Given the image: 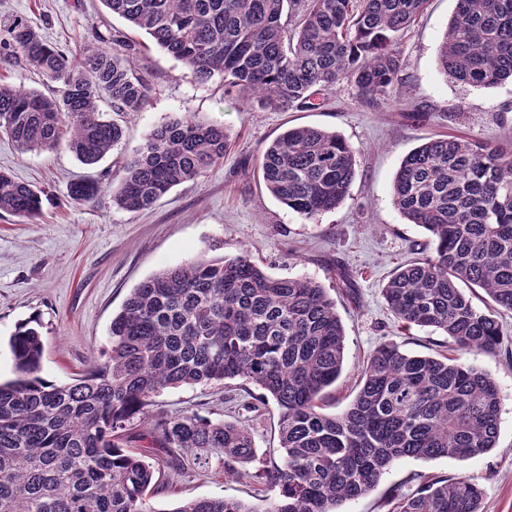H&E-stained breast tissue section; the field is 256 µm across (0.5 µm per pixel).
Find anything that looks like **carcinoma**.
I'll return each instance as SVG.
<instances>
[{
	"instance_id": "1",
	"label": "carcinoma",
	"mask_w": 512,
	"mask_h": 512,
	"mask_svg": "<svg viewBox=\"0 0 512 512\" xmlns=\"http://www.w3.org/2000/svg\"><path fill=\"white\" fill-rule=\"evenodd\" d=\"M201 83L273 111L314 108L343 81L376 102L402 69L399 45L427 0H101ZM299 18L288 33L284 16ZM75 60L28 22L0 24V64L35 67L52 95L0 84V133L23 153L66 148L98 163L122 137L104 117L139 112L148 88L118 37ZM439 69L473 88L512 80V0H456ZM224 126L179 115L153 130L113 184L112 203L137 212L224 159ZM355 148L314 127L289 128L263 151L268 191L306 220L340 206L355 179ZM94 183L68 196L90 202ZM45 192L0 171V211L28 221ZM395 207L429 234L430 254L399 267L383 288L396 319L440 331L456 356L413 355L394 343L372 352L352 403L320 412L345 357L336 302L307 277L265 272L249 255L200 256L132 289L112 317L103 359L66 383L41 377L38 321L9 340L14 378L0 382V512H342L397 461L468 459L497 447L499 389L468 359L491 353L502 331L460 285L512 311V144L436 136L411 150L394 177ZM240 378L279 409L280 457L263 474L278 489L265 508L200 497L154 509L156 466L182 472L219 455L240 478L255 459L248 430L197 413L147 416L153 399L181 386ZM150 449L157 464L137 452ZM397 512H483L481 485L417 476Z\"/></svg>"
}]
</instances>
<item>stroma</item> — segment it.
<instances>
[{
  "label": "stroma",
  "mask_w": 512,
  "mask_h": 512,
  "mask_svg": "<svg viewBox=\"0 0 512 512\" xmlns=\"http://www.w3.org/2000/svg\"><path fill=\"white\" fill-rule=\"evenodd\" d=\"M456 0H429L403 37L402 69L391 97L373 104L354 85H336L326 105L285 112L247 103L220 79L197 82L178 61L129 29L100 0H0V22L22 18L41 37L71 54L93 44L111 48L116 33L131 38V57L148 87L142 111L116 114L122 140L101 161L87 166L68 150L21 153L0 134V170L50 195L41 217L29 223L0 212V379L13 376L9 338L18 323L38 318L44 353L42 375L62 383L99 359L109 325L140 282L157 271L202 255L247 253L262 269L281 277H311L336 301L346 336L342 373L329 388L323 410L337 414L358 391L364 361L393 342L416 354L448 353V339L429 328L401 329L382 288L405 262L419 257L426 232L407 223L392 201L391 188L403 157L427 138L454 135L494 143L512 138V82L476 89L447 78L437 50L455 12ZM429 112L411 119L413 108ZM224 125L232 146L203 176L174 187L151 208L128 212L112 203V184L143 146L146 136L179 113ZM336 132L356 150V177L342 206L316 220L288 210L265 188L258 165L264 148L292 127ZM91 181L100 191L90 202L67 195L70 183ZM350 274L352 293L339 286ZM503 341L496 353L473 354L471 362L491 372L500 391L498 447L481 457L406 459L396 462L346 512H393L390 494L416 491V475L454 479L469 476L483 488L484 512H512V311H499ZM259 391L240 380L223 385L183 386L155 397L150 414L195 411L245 425L257 459L247 478L225 477L218 460L208 468L162 471L161 493L152 506L183 499L225 497L261 502L275 497L261 475L279 458L278 409L260 401Z\"/></svg>",
  "instance_id": "35a3bbf8"
}]
</instances>
